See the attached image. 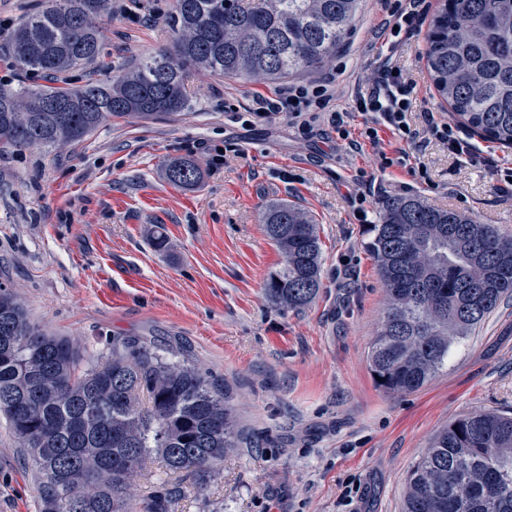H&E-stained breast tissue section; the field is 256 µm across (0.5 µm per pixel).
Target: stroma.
I'll list each match as a JSON object with an SVG mask.
<instances>
[{
    "mask_svg": "<svg viewBox=\"0 0 512 512\" xmlns=\"http://www.w3.org/2000/svg\"><path fill=\"white\" fill-rule=\"evenodd\" d=\"M172 5L110 0L113 73L166 44ZM382 17L379 0H361L332 60L299 81L368 78ZM427 33L405 42L401 62L419 80L415 112H443L425 69ZM277 90L196 76L182 114L116 118L59 150L0 151V282L48 333L90 351L116 336L152 339L231 387L238 447L198 489L146 460L133 479L138 500L171 493V512H403L408 475L440 430L475 410L512 414V301L420 390L386 393L368 364L388 295L366 226L382 199L417 196L512 235V196L499 190L512 149L497 147L494 172L436 144L383 170L372 147L356 154L284 120L250 122L251 95ZM180 156L203 169L197 189L163 178ZM359 192L364 225L349 201ZM282 199L313 219L322 244V288L299 309L264 293L282 257L261 215ZM158 229L163 251L152 245ZM0 512H38L32 465L1 419Z\"/></svg>",
    "mask_w": 512,
    "mask_h": 512,
    "instance_id": "1",
    "label": "stroma"
}]
</instances>
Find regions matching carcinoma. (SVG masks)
<instances>
[{"label": "carcinoma", "instance_id": "obj_1", "mask_svg": "<svg viewBox=\"0 0 512 512\" xmlns=\"http://www.w3.org/2000/svg\"><path fill=\"white\" fill-rule=\"evenodd\" d=\"M361 0H174L171 46L118 76L64 75L104 52L107 0H44L13 29L22 74L0 84V146L63 148L114 118L153 119L190 107L194 70L271 82L330 61ZM438 95L464 125L512 147V0H443L424 53ZM167 181L193 189L203 172L170 159ZM263 229L283 258L266 280L277 306L298 309L322 288L321 242L296 206L271 202ZM370 252L389 303L369 366L378 386L421 389L512 297V237L472 215L417 197L381 202ZM0 416L34 467L39 512H132L131 478L144 457L201 482L237 446L229 392L187 359L152 343L112 338L95 354L38 328L0 283ZM157 493L144 512H170ZM404 512H512V417L475 411L442 429L412 469Z\"/></svg>", "mask_w": 512, "mask_h": 512}]
</instances>
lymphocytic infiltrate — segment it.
<instances>
[{"instance_id":"obj_1","label":"lymphocytic infiltrate","mask_w":512,"mask_h":512,"mask_svg":"<svg viewBox=\"0 0 512 512\" xmlns=\"http://www.w3.org/2000/svg\"><path fill=\"white\" fill-rule=\"evenodd\" d=\"M425 13V0H398L396 5L387 8L378 27L379 32L388 37L387 52L377 59L369 82L351 88L349 97L354 104L353 111L333 112L328 119H321L318 108L335 97L336 83L312 80L285 85L272 97L254 94L249 107L251 114L267 121L286 118L307 133L312 132L319 122H327L338 138L356 152L366 142L376 149H383L381 134L386 131L396 142L411 147L435 141L446 146L458 160L495 167L493 150L474 142L443 113H423L422 123L418 126L411 122L418 82L400 67L397 53L403 34L418 28ZM358 115L364 119V129L361 139L355 140L351 137L350 126Z\"/></svg>"}]
</instances>
